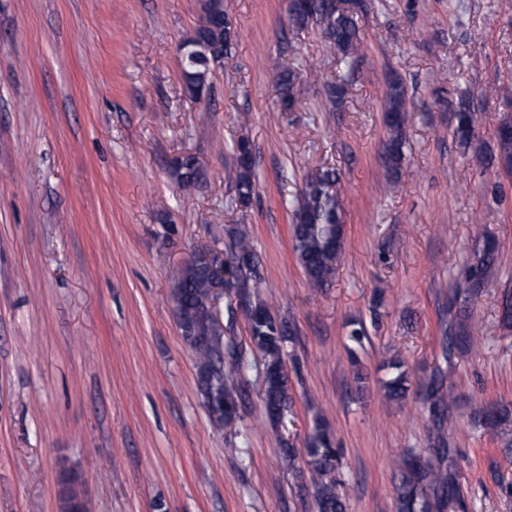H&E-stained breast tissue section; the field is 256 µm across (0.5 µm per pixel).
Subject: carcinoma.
I'll use <instances>...</instances> for the list:
<instances>
[{
	"mask_svg": "<svg viewBox=\"0 0 512 512\" xmlns=\"http://www.w3.org/2000/svg\"><path fill=\"white\" fill-rule=\"evenodd\" d=\"M361 0H290L288 13L297 29L310 26L320 28L325 38L344 61L358 56L361 35L357 22ZM206 24L198 27L188 45L198 50L195 57H187L183 70L184 87L188 95L201 100L211 91L207 72V58L228 59L232 56L237 32L224 0H203ZM296 72L292 63H284L277 78V87L284 110L294 104ZM345 94V82L325 85L324 111L332 112ZM406 88L400 79L387 81L383 97L385 126L389 137L386 146V167L389 179L401 174L405 160V127L409 120ZM454 135L460 145L471 143L474 115L467 99L460 98L455 106ZM234 167L228 176L234 180L239 207L247 208L256 194L257 181L253 162L242 155L251 152L248 142L234 145ZM482 168L497 166L512 172V125L505 121L496 135L494 148L479 156ZM198 162L187 155L173 166L171 177L183 187L196 177ZM345 210L339 187V176L331 168L319 169L306 178L293 210L291 224L292 250L311 288L323 291L332 281L336 264L344 251ZM232 248L224 257L227 273V293L238 296L240 303L251 312L248 322L249 344L260 355L264 368L261 405L274 422H283L291 411L290 380L286 369V348L293 339L291 326L272 314L267 303L260 300L257 288L263 275L260 261L250 242L246 225L237 224L228 229ZM497 262V249L489 240L476 244L464 265L463 282L453 291L454 302L448 306L444 321V359L446 367L432 370L428 383L422 385L418 395L425 404L432 423L431 447L425 453L409 451L397 463L398 478L395 485L397 512H455L465 509V500L459 487L461 470L458 449L448 441L445 426L454 403L453 369L455 356L470 347L469 327L472 313L469 302L493 284ZM175 298L181 306L179 327L184 340L191 346L198 370L205 376L208 388L224 393V425L230 426L240 419V393L233 375L241 367L244 349L232 339H224V330L211 324L209 312V278L187 264L174 274ZM498 322L505 331L512 330V291L503 292L498 303ZM391 376L383 383L384 398L389 403H400L408 397L412 381L404 364L398 359L384 361ZM472 417L505 425L512 420V409L506 404H478ZM280 464L287 472L308 479L316 499L317 512H346V481L342 467L341 449L334 447L329 427L316 423L315 434L304 450L288 442L280 448Z\"/></svg>",
	"mask_w": 512,
	"mask_h": 512,
	"instance_id": "cac0c4a2",
	"label": "carcinoma"
}]
</instances>
